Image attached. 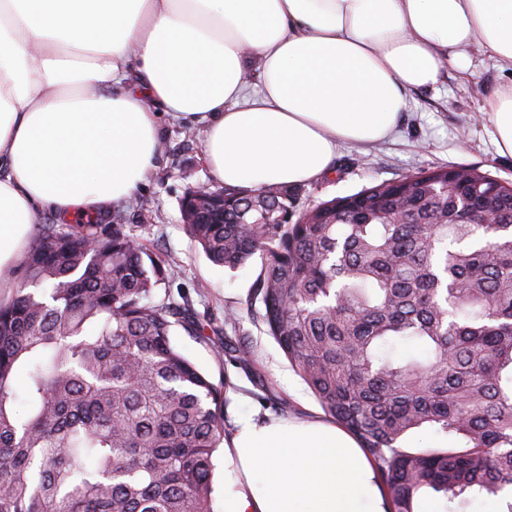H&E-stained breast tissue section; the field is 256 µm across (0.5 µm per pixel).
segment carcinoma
I'll use <instances>...</instances> for the list:
<instances>
[{
	"label": "carcinoma",
	"instance_id": "1",
	"mask_svg": "<svg viewBox=\"0 0 512 512\" xmlns=\"http://www.w3.org/2000/svg\"><path fill=\"white\" fill-rule=\"evenodd\" d=\"M458 176L430 167L300 212L299 185H224V203L182 212L213 263L260 259L254 315L359 442L387 512L431 495L466 512L512 488V183ZM165 264L126 224L37 225L0 302V512H213L223 390L171 343L175 326L206 335L189 300L148 301ZM401 340L415 349L395 356ZM218 348L253 362L237 337ZM423 428L442 445L404 449Z\"/></svg>",
	"mask_w": 512,
	"mask_h": 512
}]
</instances>
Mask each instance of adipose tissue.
Wrapping results in <instances>:
<instances>
[{"label":"adipose tissue","instance_id":"ef3b65f1","mask_svg":"<svg viewBox=\"0 0 512 512\" xmlns=\"http://www.w3.org/2000/svg\"><path fill=\"white\" fill-rule=\"evenodd\" d=\"M475 45L512 67V0H0V270L39 207L72 223L130 198L160 114L200 128L217 183L305 184L338 142L387 138L403 88L469 70ZM485 113L512 156V83ZM224 446V512H385L333 422L247 415Z\"/></svg>","mask_w":512,"mask_h":512}]
</instances>
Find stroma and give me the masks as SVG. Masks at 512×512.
Listing matches in <instances>:
<instances>
[{"instance_id": "1", "label": "stroma", "mask_w": 512, "mask_h": 512, "mask_svg": "<svg viewBox=\"0 0 512 512\" xmlns=\"http://www.w3.org/2000/svg\"><path fill=\"white\" fill-rule=\"evenodd\" d=\"M469 55L470 71L449 66L438 85L404 89L407 106L390 137L368 145L339 144L331 171L305 184L298 206L351 195L434 165L475 167L512 181V156L498 154L483 114L487 102L512 82V70L500 67L479 48H472ZM159 125L162 151L154 173L129 200L113 204L106 219L129 225L138 242L166 256L172 271L155 287L153 300L189 299L200 319L219 326H225V310L235 309L236 323L225 326L226 333L246 337L254 364L248 367L231 357L216 358L210 341L179 327L173 330V345L211 381L223 385L224 418L229 425L250 413L275 415L260 387L264 381L288 404L289 414L323 416L266 325L247 308L256 266L230 270L213 264L181 223L185 192L213 181L201 134H189L186 126L164 116Z\"/></svg>"}]
</instances>
